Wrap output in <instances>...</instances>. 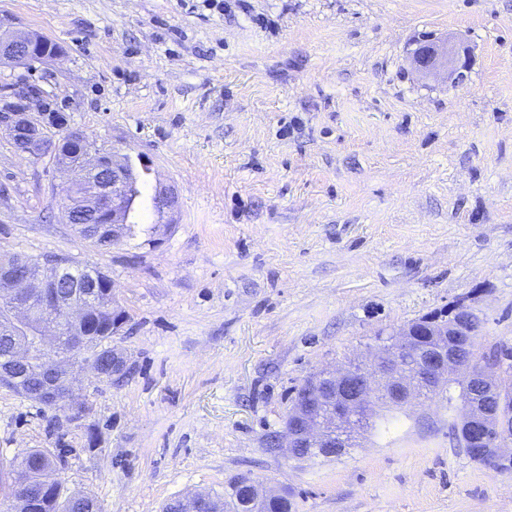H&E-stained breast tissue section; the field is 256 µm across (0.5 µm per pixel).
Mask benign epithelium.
<instances>
[{
	"mask_svg": "<svg viewBox=\"0 0 512 512\" xmlns=\"http://www.w3.org/2000/svg\"><path fill=\"white\" fill-rule=\"evenodd\" d=\"M0 61L19 67L57 58L45 36L25 30L1 32ZM421 76L441 70L461 76V63L449 38L431 37L416 42L409 55ZM59 134L53 155L55 167L75 175V187H92L83 205L99 221L74 224L69 210L64 221L93 246L118 244L128 223L132 203L129 187L134 174L130 160L118 161L98 149L84 133L69 126L66 115L52 107L47 95L23 79L0 93V132L22 153L37 154L45 131ZM108 319L111 333L124 321L114 308L112 282L103 274L85 277L70 260L53 256L38 263L18 255L0 256V333L12 337L10 357L0 360V385L37 384L35 402L56 413L57 424L78 422L84 407L78 402L81 376L99 382L117 381L129 367L127 351L112 347V358L91 347L94 327ZM481 319L463 304L451 306L446 321L428 327L430 345L415 349V327L410 324L379 340L369 357L344 368L324 369L307 378L296 390L293 405L278 436L277 450L299 459L298 448H344L346 434L362 428L382 404L406 407L416 396L437 397L450 385L459 389L460 414L449 434L469 457L497 472L512 459V398L503 386L512 376V360L501 355L474 353ZM81 359L73 356L75 350ZM234 497L238 512H253L262 501L282 492L253 480L238 484Z\"/></svg>",
	"mask_w": 512,
	"mask_h": 512,
	"instance_id": "obj_1",
	"label": "benign epithelium"
}]
</instances>
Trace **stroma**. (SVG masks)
Returning <instances> with one entry per match:
<instances>
[{
    "instance_id": "stroma-1",
    "label": "stroma",
    "mask_w": 512,
    "mask_h": 512,
    "mask_svg": "<svg viewBox=\"0 0 512 512\" xmlns=\"http://www.w3.org/2000/svg\"><path fill=\"white\" fill-rule=\"evenodd\" d=\"M59 60L0 65L128 158L134 236L96 249L63 221L49 153L0 135V254L107 275L126 318L122 385L82 380L79 425L0 387V462L63 448L67 492L162 512L239 474L295 512H512V472L473 461L418 400L347 453L270 452L313 373L463 302L479 345H512V0H0ZM433 34L461 77H420ZM176 193L153 204L157 187ZM416 47L410 52L409 58L413 69L421 76H427L441 70H446L448 77L461 76L460 69L465 67L461 63L458 53L451 43V39L431 37L419 40Z\"/></svg>"
}]
</instances>
